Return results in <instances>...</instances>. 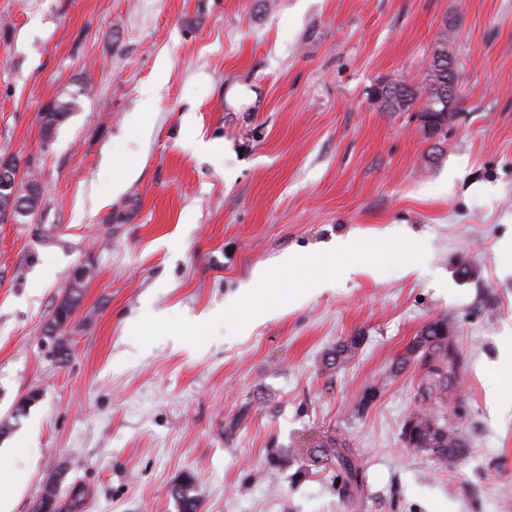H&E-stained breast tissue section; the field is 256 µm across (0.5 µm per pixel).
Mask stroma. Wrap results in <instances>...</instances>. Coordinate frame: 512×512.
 Returning a JSON list of instances; mask_svg holds the SVG:
<instances>
[{
    "mask_svg": "<svg viewBox=\"0 0 512 512\" xmlns=\"http://www.w3.org/2000/svg\"><path fill=\"white\" fill-rule=\"evenodd\" d=\"M445 30L459 117L431 137L372 92L419 78ZM66 91L79 108L44 142L37 112ZM1 158L44 186L0 224L12 512L59 465L81 512H178L188 474L201 512H512V407L485 389L512 342V0H0ZM347 237L385 240L377 275L319 263L293 309H228L256 269ZM82 265L58 363L42 329ZM438 317L452 469L407 445L426 370L397 366ZM328 440L355 485L309 459Z\"/></svg>",
    "mask_w": 512,
    "mask_h": 512,
    "instance_id": "1",
    "label": "stroma"
}]
</instances>
